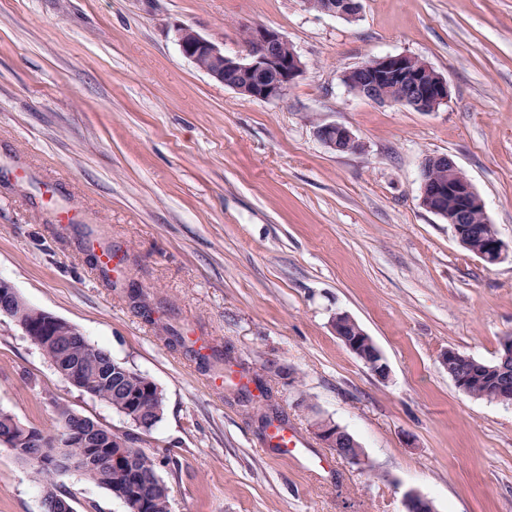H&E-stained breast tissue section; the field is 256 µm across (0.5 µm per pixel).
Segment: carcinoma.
<instances>
[{
    "instance_id": "carcinoma-1",
    "label": "carcinoma",
    "mask_w": 512,
    "mask_h": 512,
    "mask_svg": "<svg viewBox=\"0 0 512 512\" xmlns=\"http://www.w3.org/2000/svg\"><path fill=\"white\" fill-rule=\"evenodd\" d=\"M43 356L51 365L75 366L82 373L84 392L110 406L130 425L141 421L155 427L165 413V397L158 385L136 370L129 372L126 364L112 358L106 349L94 345L84 336H34ZM491 373H472L467 395L487 399L492 387ZM57 426L52 432L28 426L6 411L0 410V447L9 450L24 462L28 456H40L33 473L42 483L44 499L57 502L65 497L60 491L59 468L66 460L92 457L91 465L77 469L87 482L108 490L123 501L128 512H170L171 487L158 473L160 464L171 458L138 447L130 449L123 463L114 464L115 449L108 440L96 448H88L77 434V420L70 408L55 407Z\"/></svg>"
}]
</instances>
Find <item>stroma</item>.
Listing matches in <instances>:
<instances>
[{"label":"stroma","instance_id":"stroma-1","mask_svg":"<svg viewBox=\"0 0 512 512\" xmlns=\"http://www.w3.org/2000/svg\"><path fill=\"white\" fill-rule=\"evenodd\" d=\"M242 22L299 54L282 98L239 95L176 42L188 26L233 55ZM399 53L447 79L446 105L418 112L343 84ZM323 124L360 151L325 147ZM438 154L512 246V0H361L352 20L302 0H0V278L157 383L165 414L143 446L179 462L159 470L170 512H403L409 490L436 512H512V405L468 397L439 359L496 360L512 257L486 265L423 208L421 168ZM102 241L106 273L90 261ZM339 311L388 379L333 334ZM193 341L263 378L303 456L271 448L258 406ZM57 403L128 427L0 316V410L48 430ZM321 419L354 436L371 473L325 447ZM61 490L75 512H127L76 476ZM0 512H44L42 485L1 447ZM320 141L335 152H344L345 147H353L355 152L361 148L357 137L346 127L337 124H325L318 128ZM330 327L345 348L373 374L381 379L388 377L389 368L381 350L354 317L345 311L336 312L331 318Z\"/></svg>","mask_w":512,"mask_h":512}]
</instances>
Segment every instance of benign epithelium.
Wrapping results in <instances>:
<instances>
[{
  "instance_id": "obj_1",
  "label": "benign epithelium",
  "mask_w": 512,
  "mask_h": 512,
  "mask_svg": "<svg viewBox=\"0 0 512 512\" xmlns=\"http://www.w3.org/2000/svg\"><path fill=\"white\" fill-rule=\"evenodd\" d=\"M315 6L318 12L345 18L355 17L360 8L359 0H315ZM175 37L185 58L215 81L248 98L277 100L286 94L288 88L304 72V65L296 51L290 49L286 56L280 53L287 38L264 25H245L241 28V50L235 55L224 53L190 27L177 28ZM353 71L357 74L362 98L409 106L418 112H435L448 103L449 87L446 78L433 74L430 65L410 54L377 57L353 68ZM317 134L320 141L335 152H342L350 146L355 150L361 148L357 137L342 125H322ZM431 159L448 165V182L441 183L430 177L428 163H423L420 203L426 210L450 224L458 242L466 249L471 236V230L466 224L473 213H486L485 202L452 158L433 155ZM507 254L508 246L495 235L476 256L486 263L497 264ZM330 327L345 348L373 374L381 379L388 377L389 368L381 350L354 317L345 311H338L332 316ZM21 329L27 336H34L38 331L46 336H55L61 330L69 336L78 335L77 327L45 311L38 325H23ZM314 431L319 440L340 458L360 468L371 465L365 455L352 457L346 447V441L351 439V435L339 425L321 420L314 424ZM403 506L405 512H435L432 501L414 490L404 493Z\"/></svg>"
}]
</instances>
